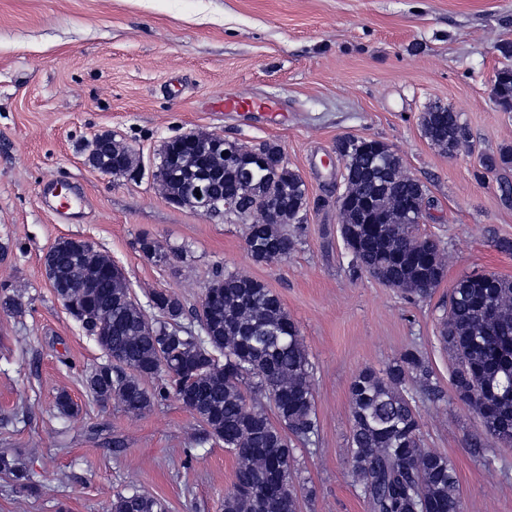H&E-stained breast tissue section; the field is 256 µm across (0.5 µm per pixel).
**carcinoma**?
Segmentation results:
<instances>
[{
    "mask_svg": "<svg viewBox=\"0 0 512 512\" xmlns=\"http://www.w3.org/2000/svg\"><path fill=\"white\" fill-rule=\"evenodd\" d=\"M493 94L512 111V68L500 69ZM423 136L453 154L465 136L454 112L420 115ZM345 160L344 202L339 233L354 274H366L414 299L427 298L444 277L441 240L418 233V222L395 208L424 185L393 173L402 160L375 138L337 144ZM283 154L277 144L253 147L247 167L255 181L243 182L224 170V197L237 211L248 212L264 191L270 156ZM490 171L512 167V148L485 155ZM276 189L288 208L303 196L305 184L291 168L282 170ZM246 251L257 262L279 263L294 250L295 239L284 224H250ZM94 248L75 259L59 250L63 280L75 265L101 269L89 298L78 303L73 318L104 351L107 363L86 377L89 392L101 402L117 399L130 413L141 414L173 395L188 397L205 436L224 443L238 458L233 490L224 496V512H299L293 441L318 436L313 394L314 367L299 328L279 296L263 283L235 272L212 280L218 302L198 309L200 331L183 323L182 301L156 291L165 313L150 315L131 297L124 272L104 267ZM112 317V335L97 331L96 317ZM439 341L454 360L449 382L481 418L484 437H473L477 456L495 443L512 447V279L485 274L461 278L440 318ZM165 373L167 381L150 390L146 376ZM432 402L444 398L422 355L408 349L380 374L361 369L349 386L351 431L348 461L371 512H461L456 472L448 457L423 448L419 414L411 383ZM0 474L26 487L28 472L8 453L0 454ZM278 476L281 486L270 495L266 484ZM111 512H166L160 499L138 490L119 494Z\"/></svg>",
    "mask_w": 512,
    "mask_h": 512,
    "instance_id": "cac0c4a2",
    "label": "carcinoma"
}]
</instances>
